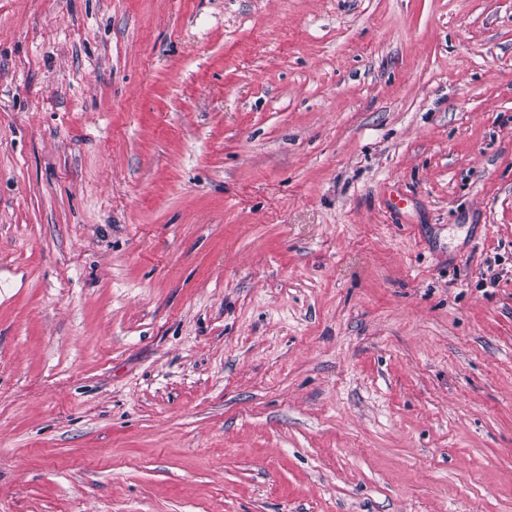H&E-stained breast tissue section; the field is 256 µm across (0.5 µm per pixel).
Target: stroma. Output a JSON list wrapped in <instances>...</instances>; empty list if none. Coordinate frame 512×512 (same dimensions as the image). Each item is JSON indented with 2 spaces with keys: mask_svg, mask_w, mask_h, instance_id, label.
Listing matches in <instances>:
<instances>
[{
  "mask_svg": "<svg viewBox=\"0 0 512 512\" xmlns=\"http://www.w3.org/2000/svg\"><path fill=\"white\" fill-rule=\"evenodd\" d=\"M0 512H512V0H0Z\"/></svg>",
  "mask_w": 512,
  "mask_h": 512,
  "instance_id": "1",
  "label": "stroma"
}]
</instances>
